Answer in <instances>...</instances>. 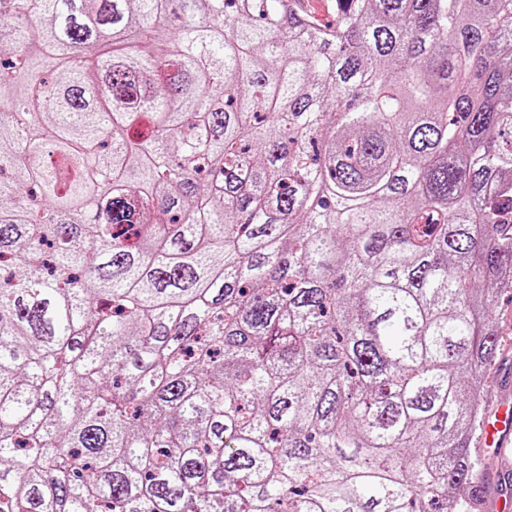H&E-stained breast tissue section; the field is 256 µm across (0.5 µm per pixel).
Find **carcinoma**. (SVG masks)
<instances>
[{
  "mask_svg": "<svg viewBox=\"0 0 512 512\" xmlns=\"http://www.w3.org/2000/svg\"><path fill=\"white\" fill-rule=\"evenodd\" d=\"M508 224L512 0H0V512H463Z\"/></svg>",
  "mask_w": 512,
  "mask_h": 512,
  "instance_id": "carcinoma-1",
  "label": "carcinoma"
}]
</instances>
